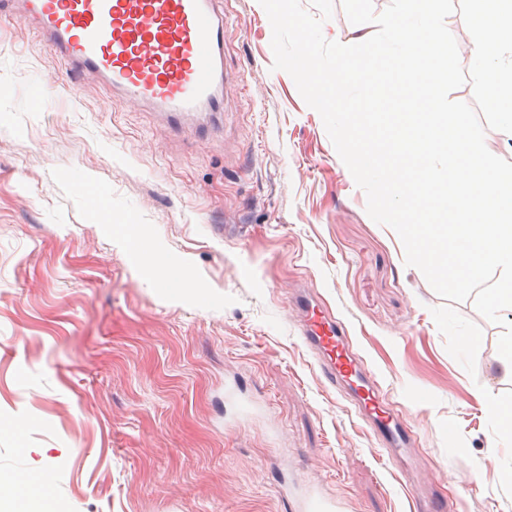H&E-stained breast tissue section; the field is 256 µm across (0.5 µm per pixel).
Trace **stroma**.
Masks as SVG:
<instances>
[{
  "label": "stroma",
  "instance_id": "1",
  "mask_svg": "<svg viewBox=\"0 0 512 512\" xmlns=\"http://www.w3.org/2000/svg\"><path fill=\"white\" fill-rule=\"evenodd\" d=\"M224 132L178 137L0 25V512H291L278 449L349 512L407 489L323 383L285 297L316 288L412 410L454 512H512L501 326L406 265L292 77L257 0H226ZM503 458L496 467L490 454Z\"/></svg>",
  "mask_w": 512,
  "mask_h": 512
}]
</instances>
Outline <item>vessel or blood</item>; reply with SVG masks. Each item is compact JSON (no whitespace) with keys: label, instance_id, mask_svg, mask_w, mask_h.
Instances as JSON below:
<instances>
[{"label":"vessel or blood","instance_id":"1","mask_svg":"<svg viewBox=\"0 0 512 512\" xmlns=\"http://www.w3.org/2000/svg\"><path fill=\"white\" fill-rule=\"evenodd\" d=\"M23 17L75 83L97 76L113 97L163 114L172 131L220 130L228 41L223 0H0V20ZM296 333L326 387L353 409L375 445L396 465L413 512H447L438 484L419 487L414 463L424 442L356 351L348 325L320 297L289 298ZM293 512H346L347 504L308 479H293Z\"/></svg>","mask_w":512,"mask_h":512}]
</instances>
